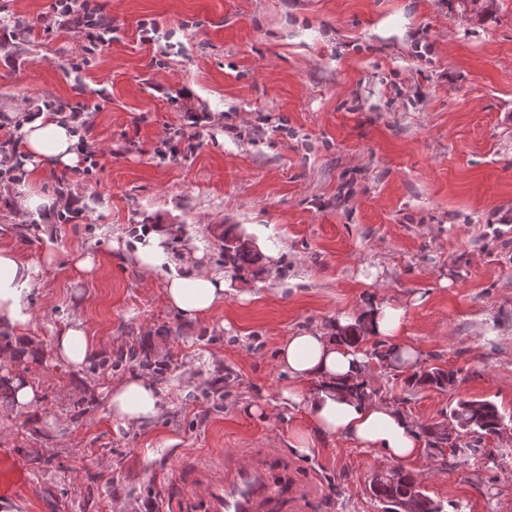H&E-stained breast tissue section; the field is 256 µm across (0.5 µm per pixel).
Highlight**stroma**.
Returning a JSON list of instances; mask_svg holds the SVG:
<instances>
[{
	"label": "stroma",
	"mask_w": 512,
	"mask_h": 512,
	"mask_svg": "<svg viewBox=\"0 0 512 512\" xmlns=\"http://www.w3.org/2000/svg\"><path fill=\"white\" fill-rule=\"evenodd\" d=\"M53 2L0 0V113L90 123L83 175L62 184L46 163L0 187V247L39 267L38 353L9 366L39 401L0 396V448L28 477L7 512H172L190 464L236 448L278 449L310 512H382L369 483L394 467L385 452L289 446L304 415L281 398L276 352L385 300L405 310L417 370L457 380L411 394L377 363L378 398L417 425L461 399L512 417V0H98L112 31L94 50ZM32 194L48 206L20 211ZM158 225L166 261L146 271L132 231ZM228 227L278 260L226 275ZM192 259L226 283L202 320L162 301ZM75 320L101 368L53 359ZM130 374L161 392L140 426L106 407ZM495 446L492 460L426 448L403 468L444 507L512 512V436Z\"/></svg>",
	"instance_id": "stroma-1"
}]
</instances>
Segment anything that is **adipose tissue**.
I'll return each mask as SVG.
<instances>
[{"instance_id":"adipose-tissue-1","label":"adipose tissue","mask_w":512,"mask_h":512,"mask_svg":"<svg viewBox=\"0 0 512 512\" xmlns=\"http://www.w3.org/2000/svg\"><path fill=\"white\" fill-rule=\"evenodd\" d=\"M77 142L72 127L47 112L32 113L24 127L23 152L33 165L74 164L78 159ZM37 271L35 263L0 248V328L17 332L14 350L18 353L28 348L24 333L30 315L25 295ZM225 289L223 277L189 262L182 272L168 276L163 300L183 318L201 320L223 306ZM367 320L375 337L396 347L400 366H415L418 351L403 341L404 309L384 302L368 314ZM351 323V318L341 316L332 328L304 329L280 343L277 360L286 379L282 396L306 417L305 424L293 428L288 443L306 453L316 440L337 438L363 448L381 449L401 462L417 460L422 455V439L408 418L384 401L372 398L361 402L336 389L338 381L359 382L368 377L367 360L360 348L334 339L337 329ZM53 352L64 364L76 368L85 365L93 345L84 324L75 322L57 336ZM159 403L158 391L150 381L130 375L113 385L107 410L113 420L139 425L157 415Z\"/></svg>"}]
</instances>
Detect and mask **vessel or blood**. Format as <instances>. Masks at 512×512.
Returning a JSON list of instances; mask_svg holds the SVG:
<instances>
[{"label":"vessel or blood","mask_w":512,"mask_h":512,"mask_svg":"<svg viewBox=\"0 0 512 512\" xmlns=\"http://www.w3.org/2000/svg\"><path fill=\"white\" fill-rule=\"evenodd\" d=\"M22 481L20 467L6 462L0 496L12 495ZM195 490L204 512H296L304 496L273 448L225 453L223 462L200 471Z\"/></svg>","instance_id":"1"}]
</instances>
